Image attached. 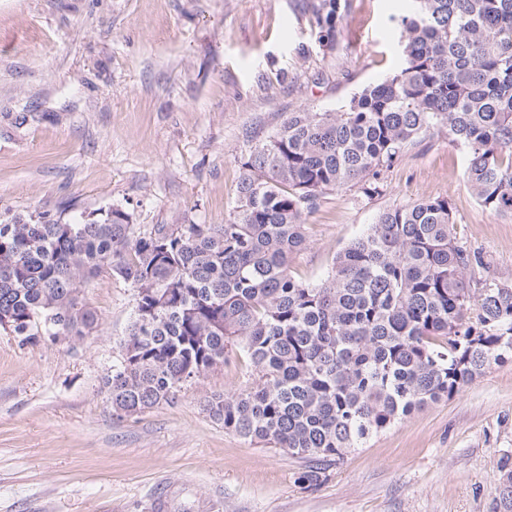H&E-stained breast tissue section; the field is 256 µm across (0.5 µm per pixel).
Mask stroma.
<instances>
[{
  "label": "stroma",
  "instance_id": "stroma-1",
  "mask_svg": "<svg viewBox=\"0 0 512 512\" xmlns=\"http://www.w3.org/2000/svg\"><path fill=\"white\" fill-rule=\"evenodd\" d=\"M314 0H0V220L73 222L112 208L138 231L222 224L241 161L291 112H336L403 63L412 0H342L325 47ZM464 150L430 132L379 194L323 195L296 278L322 282L387 209L444 197L460 244L512 282V213L481 207ZM96 332L19 345L0 332V512H502L512 359L371 435L306 487L304 461L225 431L205 398L244 387L246 360L178 400L116 419L101 390L136 292L103 270L83 292Z\"/></svg>",
  "mask_w": 512,
  "mask_h": 512
}]
</instances>
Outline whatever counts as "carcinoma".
I'll use <instances>...</instances> for the list:
<instances>
[{
    "label": "carcinoma",
    "mask_w": 512,
    "mask_h": 512,
    "mask_svg": "<svg viewBox=\"0 0 512 512\" xmlns=\"http://www.w3.org/2000/svg\"><path fill=\"white\" fill-rule=\"evenodd\" d=\"M313 9L333 45L340 0ZM400 26V70L338 112L288 113L241 163L223 224L146 234L118 208L74 223L0 221V316L11 317L0 331L22 344L89 335L99 319L83 288L109 268L136 291L121 360L102 382L113 415L173 403L242 351L251 382L204 409L246 441L307 459L308 486L327 460L512 358V283L457 241L445 198L381 213L319 285L290 273L320 197L379 193L382 172L431 130L464 147L478 202L512 213V0H414ZM499 491L512 512L509 459Z\"/></svg>",
    "instance_id": "cac0c4a2"
}]
</instances>
